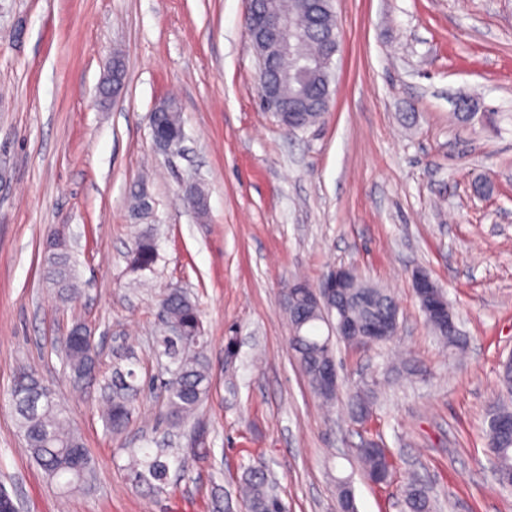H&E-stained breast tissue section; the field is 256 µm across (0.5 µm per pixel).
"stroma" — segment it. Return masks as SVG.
Wrapping results in <instances>:
<instances>
[{"label":"stroma","mask_w":512,"mask_h":512,"mask_svg":"<svg viewBox=\"0 0 512 512\" xmlns=\"http://www.w3.org/2000/svg\"><path fill=\"white\" fill-rule=\"evenodd\" d=\"M342 42L330 109L286 132L262 108L246 0H0V489L22 512H243L260 462L288 512H336L350 480L358 512H404L420 477L437 512H512L484 433L512 356V0H334ZM125 86L100 87L113 56ZM472 120H454L460 100ZM174 102L181 150L154 144L151 114ZM492 114L485 123L481 114ZM207 196L197 218L185 196ZM144 186L151 210L129 199ZM64 231L76 299L44 279ZM150 233L152 269L131 271ZM352 267L390 289L399 331L372 347L335 342L340 400L325 408L290 348L283 294ZM425 270L466 336L445 347L411 282ZM178 286L202 312L211 390L173 427L157 358L158 300ZM99 346L100 378L132 356L138 406L103 423L100 388L74 390L55 349L74 323ZM53 388L91 456L68 496L31 459L9 405L20 369ZM373 395L368 417L345 404ZM388 449L367 479L362 441ZM132 448L184 458L165 483L134 481Z\"/></svg>","instance_id":"35a3bbf8"}]
</instances>
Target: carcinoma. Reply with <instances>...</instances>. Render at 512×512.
I'll use <instances>...</instances> for the list:
<instances>
[{"label": "carcinoma", "instance_id": "obj_1", "mask_svg": "<svg viewBox=\"0 0 512 512\" xmlns=\"http://www.w3.org/2000/svg\"><path fill=\"white\" fill-rule=\"evenodd\" d=\"M155 121L166 135H183L180 115L174 104L159 108ZM128 259L134 272L150 269L156 261V247L151 236L138 238ZM43 271L46 279L59 289L60 297L68 299L75 289L69 246L60 247L55 240L50 242L44 255ZM349 294L369 296L375 300L369 308L348 307L347 313L355 321L398 310L394 297L385 288L358 281ZM159 308L167 322L180 325L184 331V335L176 339V368L172 379L164 383L167 417L169 421L178 423L194 415L210 391L202 319L198 305L180 287L166 289ZM287 312L293 331L290 345L313 393L327 404L334 403L337 392L322 389L319 366L323 357H334L332 337L320 334V324L333 320L335 314L317 309L304 318L296 303L288 307ZM57 343L70 382L76 388H83V375L92 365L90 351L70 343L65 337L58 339ZM102 390L108 402L104 417L106 427L119 434L127 427L138 399L129 388L117 383L106 382ZM9 402L31 458L59 489L67 492L85 482L91 464L88 450L80 436L70 428L64 408L55 401L53 394L44 391L42 380L33 371L23 369L18 372L9 390ZM486 436L496 478L503 488L512 489V436H497L489 429ZM358 457L368 478L382 476L388 457L385 449L370 448L358 452ZM168 471L169 462L162 448L154 452L145 448L143 457L133 460L134 476L142 482H162ZM241 491L245 512H282L284 502L274 491L262 465L251 464L245 468ZM404 507L406 512H433L434 504L425 487L411 479L405 486Z\"/></svg>", "mask_w": 512, "mask_h": 512}]
</instances>
